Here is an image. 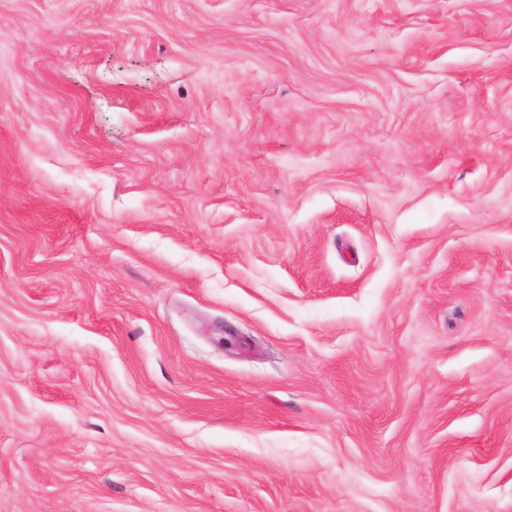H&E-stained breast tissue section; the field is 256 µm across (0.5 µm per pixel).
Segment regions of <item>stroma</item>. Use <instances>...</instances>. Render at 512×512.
Listing matches in <instances>:
<instances>
[{"label": "stroma", "mask_w": 512, "mask_h": 512, "mask_svg": "<svg viewBox=\"0 0 512 512\" xmlns=\"http://www.w3.org/2000/svg\"><path fill=\"white\" fill-rule=\"evenodd\" d=\"M0 512H512V0H0Z\"/></svg>", "instance_id": "35a3bbf8"}]
</instances>
